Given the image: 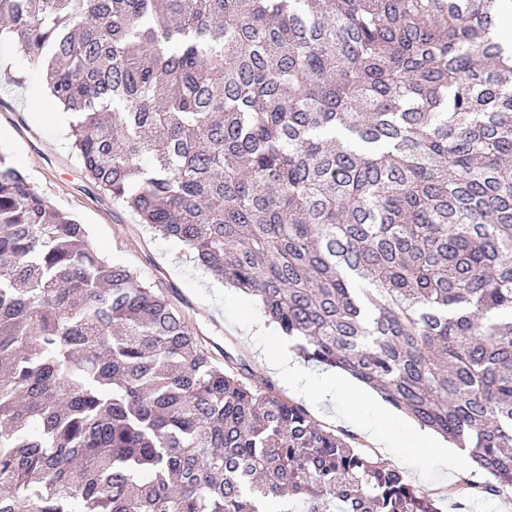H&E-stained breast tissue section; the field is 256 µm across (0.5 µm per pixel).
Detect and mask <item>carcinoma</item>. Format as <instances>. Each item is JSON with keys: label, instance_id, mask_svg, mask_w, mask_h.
<instances>
[{"label": "carcinoma", "instance_id": "1", "mask_svg": "<svg viewBox=\"0 0 512 512\" xmlns=\"http://www.w3.org/2000/svg\"><path fill=\"white\" fill-rule=\"evenodd\" d=\"M504 0H0L99 190L512 489ZM441 512L219 360L0 152V512Z\"/></svg>", "mask_w": 512, "mask_h": 512}]
</instances>
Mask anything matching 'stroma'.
Listing matches in <instances>:
<instances>
[{
	"label": "stroma",
	"mask_w": 512,
	"mask_h": 512,
	"mask_svg": "<svg viewBox=\"0 0 512 512\" xmlns=\"http://www.w3.org/2000/svg\"><path fill=\"white\" fill-rule=\"evenodd\" d=\"M44 74L18 47L0 43V152L29 177L35 189L58 209L74 214L89 240L108 260L136 271L157 292L167 296L199 335L220 351L241 358L257 378L281 385L283 395L302 404L316 423L348 436L352 446L381 458L423 491L432 492L441 512H512V491L490 498H460L456 488L483 482L468 460L449 472L444 488L434 458L422 464L402 463L393 449L370 443L355 424L358 404L347 393L323 396L285 386L272 360L281 336L273 324H255L260 311L253 300L213 281L197 266L190 250L139 222L132 211L102 194L81 169L70 145L69 121L55 108L37 109L48 100Z\"/></svg>",
	"instance_id": "obj_1"
}]
</instances>
